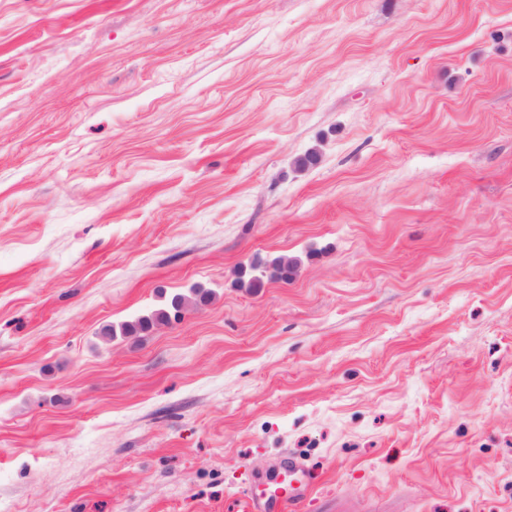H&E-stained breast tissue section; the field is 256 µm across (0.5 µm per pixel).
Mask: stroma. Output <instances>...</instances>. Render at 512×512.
Masks as SVG:
<instances>
[{
	"instance_id": "obj_1",
	"label": "stroma",
	"mask_w": 512,
	"mask_h": 512,
	"mask_svg": "<svg viewBox=\"0 0 512 512\" xmlns=\"http://www.w3.org/2000/svg\"><path fill=\"white\" fill-rule=\"evenodd\" d=\"M290 462L300 512H512V0H0V505ZM187 297L182 294L173 295L165 308L156 310L151 315L139 318L135 323H127L120 327L123 336H136L150 330L156 324H164L173 318H178L185 306Z\"/></svg>"
}]
</instances>
